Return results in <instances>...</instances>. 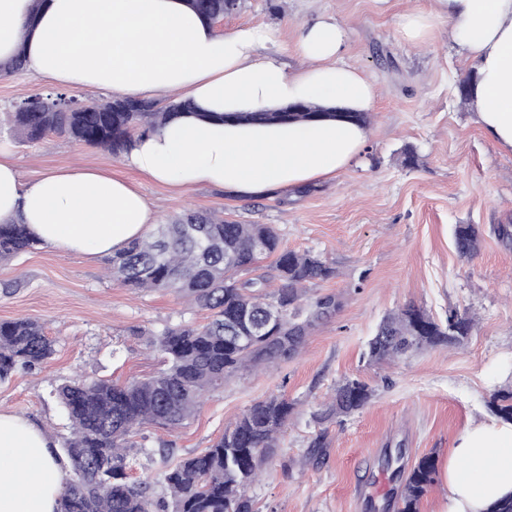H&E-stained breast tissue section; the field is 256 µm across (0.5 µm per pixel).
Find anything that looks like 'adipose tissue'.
Returning <instances> with one entry per match:
<instances>
[{
    "mask_svg": "<svg viewBox=\"0 0 512 512\" xmlns=\"http://www.w3.org/2000/svg\"><path fill=\"white\" fill-rule=\"evenodd\" d=\"M0 0V61L24 49L26 68L52 85L94 87L133 97L189 98L206 112H255L299 100L364 112L374 85L339 54L347 38L336 20L305 25L299 65L288 69L263 49L270 35L224 34L184 0ZM459 51L475 65L469 104L492 144L512 153V0H439ZM367 127L211 123L183 116L137 139L127 167L182 190L209 185L238 196L294 190L346 171ZM0 142V223L22 220L63 253L105 254L146 235L157 216L127 180L92 167L22 181ZM29 420L0 410V512H56L65 465ZM448 512H487L512 495V422L464 429L445 468Z\"/></svg>",
    "mask_w": 512,
    "mask_h": 512,
    "instance_id": "adipose-tissue-1",
    "label": "adipose tissue"
}]
</instances>
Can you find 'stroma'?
<instances>
[{"instance_id": "stroma-1", "label": "stroma", "mask_w": 512, "mask_h": 512, "mask_svg": "<svg viewBox=\"0 0 512 512\" xmlns=\"http://www.w3.org/2000/svg\"><path fill=\"white\" fill-rule=\"evenodd\" d=\"M428 15L425 37H400L405 11ZM347 27L343 61L377 88L368 140L338 178L297 193L241 198L196 186L157 184L122 158L57 134L25 143L13 123L0 140L14 146L22 180L77 166L97 167L133 184L159 220L182 212H216L242 224H270L285 247L322 254L335 279L310 287L308 297L336 294L340 306L319 325L297 356L228 378L200 411L175 431L147 425L134 437L130 477L163 488L166 465L154 456L171 444L172 460L208 448L242 413L272 395L296 408L276 457L248 494L256 512H396L399 478L386 470L385 452L401 451L404 468L435 454L439 471L419 512H445L443 469L458 436L471 423L493 419V392L512 384V248L486 234L479 253L458 256V224H512V154L486 137L473 109L461 102L473 63L460 54L438 0H240L216 29L242 26L275 31L277 57L298 63L301 28L318 17ZM53 87L27 71L0 76V111L11 112ZM416 166L403 163L407 151ZM101 255H68L40 244L0 260V321L38 320L56 342L42 367L0 382V409L47 430L54 441L69 422L54 388L75 377L124 383L164 367L144 336L180 322L205 323L207 311L163 292L135 293L106 279ZM437 320L455 310L477 327L462 346L414 351L391 363L364 358L381 319L406 305ZM358 376L373 389L361 410L318 420L328 395ZM326 433L325 447L312 439Z\"/></svg>"}]
</instances>
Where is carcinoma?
Segmentation results:
<instances>
[{"label":"carcinoma","instance_id":"obj_1","mask_svg":"<svg viewBox=\"0 0 512 512\" xmlns=\"http://www.w3.org/2000/svg\"><path fill=\"white\" fill-rule=\"evenodd\" d=\"M202 20L215 25L236 0H185ZM184 114L202 120L238 123H313L325 119L364 124L365 112H338L332 106L301 103L295 112H197L191 100L164 106L126 96L83 101L75 95L36 93L11 113L25 140L48 133L66 135L114 155L130 150L145 135ZM459 257L480 250V224H457ZM40 244L25 224H0V259ZM271 259L267 265L263 260ZM242 271L254 276L239 278ZM107 273L133 291L172 293L209 311L203 324H178L152 335L147 344L165 357L166 367L123 384L77 378L55 395L70 423L60 450L70 463L57 512H254L248 488L272 460L295 403L270 396L226 427L209 448L181 459L164 473L165 494L155 498L145 481L126 473L131 438L144 424L177 428L199 409L206 394L224 380L260 366L286 361L300 352L319 322L336 313V296L306 300L305 290L336 278L321 255L282 247L270 224H239L217 213L175 217L107 258ZM475 320L448 312L443 322L408 306L383 317L368 341L370 363L392 362L413 350L456 346L471 336ZM56 352L55 341L30 318L0 321V382L19 370H33ZM373 389L358 378L336 386L320 413L323 420L362 409ZM497 416L512 421V388L492 396ZM436 460L422 456L403 480L398 512H419L434 482Z\"/></svg>","mask_w":512,"mask_h":512}]
</instances>
